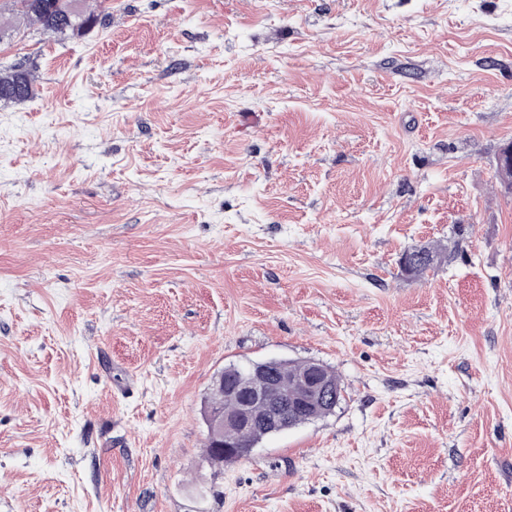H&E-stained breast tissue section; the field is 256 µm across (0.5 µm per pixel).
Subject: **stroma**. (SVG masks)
<instances>
[{"label": "stroma", "instance_id": "obj_1", "mask_svg": "<svg viewBox=\"0 0 512 512\" xmlns=\"http://www.w3.org/2000/svg\"><path fill=\"white\" fill-rule=\"evenodd\" d=\"M111 6L0 16V512H512V0ZM269 359L342 401L214 478ZM86 0H8L1 3L18 18L19 21L36 24L47 33L74 38L84 36L82 22L92 20L86 29L92 31L98 26L94 19L107 14L97 11L86 4ZM33 69L24 62L8 66L0 72V102L18 103L33 95ZM419 256L416 263L417 277H424L428 272L435 270L441 263V256L438 250L431 245H421L406 251ZM309 361L311 360H278L269 366V370L275 374L279 381L280 388L284 391V394L277 396L278 398L284 399L287 396L288 400L292 398L294 394V374L298 371L306 370ZM321 368L322 372L317 364H313L304 373L299 375L297 380L298 388L293 398L288 402V408L297 407L316 414L320 406L324 405L326 402L332 401L335 396L337 398L336 406L339 404L342 398V389L339 379L336 373L328 366L321 363ZM238 369L239 364H230L214 379L205 397L202 414L205 420L216 405L222 406L223 409L225 408L227 411H232L213 413L208 423L209 431L217 439H223V437H225V439L232 442L236 448H243L241 451L246 453L250 450L248 448H256L257 444L264 438L274 434H268L266 430L259 428H253L247 434H241L235 431H226L224 434V429L231 427L247 428L255 425V421L252 420V409L254 406L263 403L267 407V413L262 419V427L268 429V431L281 432L284 430L282 410L287 401L281 402L272 399L271 396L277 386V381L273 377L274 374L268 370L266 365H259L250 361L245 364V373L241 375L235 387L239 396L238 403L236 394L229 390V387L232 386L237 379ZM323 377L327 380L334 396L329 397V386ZM221 380L222 385L220 390L216 391L214 389V383L221 382ZM290 408L286 410L284 416L285 426H290V429H292L303 424L302 422L310 420L307 414L295 413ZM210 433L207 432L206 448L202 461L213 470L215 474L218 475L222 472L224 462L247 459L243 458L241 454L238 453H224L225 448L232 447L223 441L224 447L219 448L217 441Z\"/></svg>", "mask_w": 512, "mask_h": 512}]
</instances>
